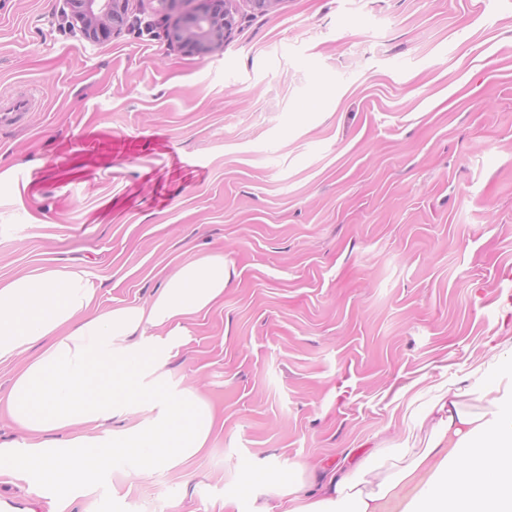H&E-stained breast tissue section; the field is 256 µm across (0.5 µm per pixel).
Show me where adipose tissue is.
I'll return each mask as SVG.
<instances>
[{
    "label": "adipose tissue",
    "mask_w": 512,
    "mask_h": 512,
    "mask_svg": "<svg viewBox=\"0 0 512 512\" xmlns=\"http://www.w3.org/2000/svg\"><path fill=\"white\" fill-rule=\"evenodd\" d=\"M227 283L220 254L181 263L145 306L99 307L96 282L72 267L0 280V367L16 368L0 390V407L34 436L0 443V475L34 468L75 483L108 461L139 473L178 469L205 452L219 425L210 405L192 391L172 393L147 380L196 316L223 298ZM132 335L136 346L123 347ZM27 350L31 358L17 364ZM464 380L425 383L415 392L402 419L430 425L431 433L423 453L400 471L361 490L357 475L378 469L377 455L365 454L325 468L318 496L299 482L274 485L279 512H394L408 486V512H512V351L492 354ZM473 393L487 399L488 417L460 411V397ZM130 404L150 411L146 424L113 431L100 443L65 435L73 424H97Z\"/></svg>",
    "instance_id": "obj_1"
}]
</instances>
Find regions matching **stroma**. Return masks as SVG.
Listing matches in <instances>:
<instances>
[{
  "label": "stroma",
  "instance_id": "35a3bbf8",
  "mask_svg": "<svg viewBox=\"0 0 512 512\" xmlns=\"http://www.w3.org/2000/svg\"><path fill=\"white\" fill-rule=\"evenodd\" d=\"M66 0H0V278L76 266L144 305L220 253L223 299L167 367L221 426L180 469L0 477V506L225 512L249 479L423 448L396 392L512 343V0H239L223 47L158 0L93 42ZM30 99L16 97L4 101L1 104L0 124L13 125L17 123L30 107Z\"/></svg>",
  "mask_w": 512,
  "mask_h": 512
}]
</instances>
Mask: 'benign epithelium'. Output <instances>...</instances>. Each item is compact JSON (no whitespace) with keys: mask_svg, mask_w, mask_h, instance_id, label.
Returning <instances> with one entry per match:
<instances>
[{"mask_svg":"<svg viewBox=\"0 0 512 512\" xmlns=\"http://www.w3.org/2000/svg\"><path fill=\"white\" fill-rule=\"evenodd\" d=\"M129 0H67L71 17L82 26L87 39L99 41L120 33L127 26ZM194 3L182 23L170 31L178 47L205 54L224 45L234 27L231 0H165L175 7Z\"/></svg>","mask_w":512,"mask_h":512,"instance_id":"benign-epithelium-1","label":"benign epithelium"}]
</instances>
